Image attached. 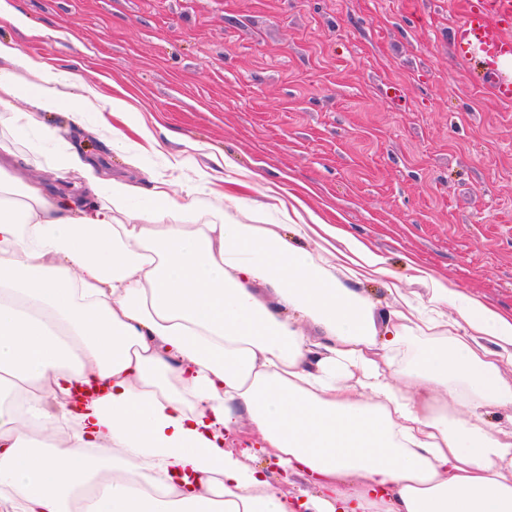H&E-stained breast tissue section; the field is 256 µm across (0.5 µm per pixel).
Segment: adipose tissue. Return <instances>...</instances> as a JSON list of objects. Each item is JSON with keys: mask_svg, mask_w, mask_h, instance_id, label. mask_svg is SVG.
<instances>
[{"mask_svg": "<svg viewBox=\"0 0 512 512\" xmlns=\"http://www.w3.org/2000/svg\"><path fill=\"white\" fill-rule=\"evenodd\" d=\"M61 84L0 42V110L33 106L16 112L17 133L39 126L40 109L76 125L93 113L132 141L130 168L156 150L125 98ZM27 162L0 139V507L512 512V433L488 427L512 407V315L437 283L413 345L409 298L379 326L350 285L388 276L384 259L317 214L309 225L342 243L346 279L286 234L225 223L223 209L187 223L196 184L144 192L61 145L59 179L80 171L91 196L79 208L59 180L17 182ZM305 320L318 340L301 334ZM92 384L98 395L72 408L73 390ZM242 421L313 495L285 494L225 448Z\"/></svg>", "mask_w": 512, "mask_h": 512, "instance_id": "obj_1", "label": "adipose tissue"}]
</instances>
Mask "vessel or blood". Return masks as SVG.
I'll list each match as a JSON object with an SVG mask.
<instances>
[{
  "label": "vessel or blood",
  "mask_w": 512,
  "mask_h": 512,
  "mask_svg": "<svg viewBox=\"0 0 512 512\" xmlns=\"http://www.w3.org/2000/svg\"><path fill=\"white\" fill-rule=\"evenodd\" d=\"M453 52L476 82L512 106V0H467L455 27Z\"/></svg>",
  "instance_id": "obj_1"
}]
</instances>
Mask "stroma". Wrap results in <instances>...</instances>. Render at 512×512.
I'll return each mask as SVG.
<instances>
[{
    "label": "stroma",
    "instance_id": "obj_1",
    "mask_svg": "<svg viewBox=\"0 0 512 512\" xmlns=\"http://www.w3.org/2000/svg\"><path fill=\"white\" fill-rule=\"evenodd\" d=\"M463 0H14L24 26L0 40L42 58L64 92L123 90L159 146L128 171L124 148L88 115L47 110L18 148L24 180L55 177L56 140L148 189L207 173L200 220L263 214L295 195L381 255L358 282L376 318L425 300L417 270L512 313V107L452 55ZM250 183L246 206L224 179Z\"/></svg>",
    "mask_w": 512,
    "mask_h": 512
}]
</instances>
